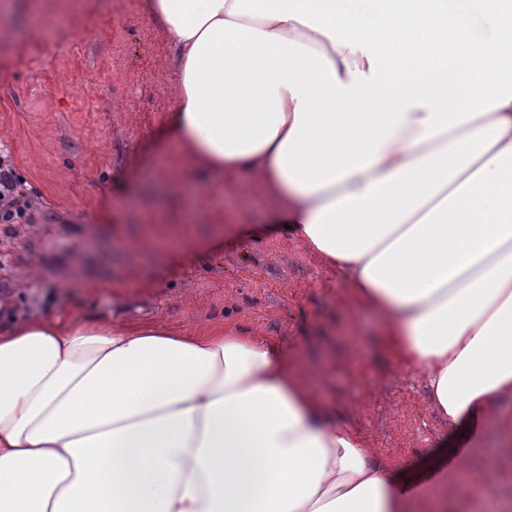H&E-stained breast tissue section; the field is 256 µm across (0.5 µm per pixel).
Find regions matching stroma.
I'll use <instances>...</instances> for the list:
<instances>
[{
    "label": "stroma",
    "mask_w": 512,
    "mask_h": 512,
    "mask_svg": "<svg viewBox=\"0 0 512 512\" xmlns=\"http://www.w3.org/2000/svg\"><path fill=\"white\" fill-rule=\"evenodd\" d=\"M175 72L146 0H0V166L24 206L0 222V327L33 315L217 326L287 349L337 422L391 468L435 467L448 512L512 502V447L450 441L422 375L388 355L382 325L301 242L265 234L244 174L191 166L167 129ZM495 462L490 488L457 475Z\"/></svg>",
    "instance_id": "35a3bbf8"
}]
</instances>
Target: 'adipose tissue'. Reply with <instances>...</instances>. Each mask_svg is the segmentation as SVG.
<instances>
[{"mask_svg": "<svg viewBox=\"0 0 512 512\" xmlns=\"http://www.w3.org/2000/svg\"><path fill=\"white\" fill-rule=\"evenodd\" d=\"M197 167L250 175L379 317L448 427L512 445V0H147ZM479 54L463 84L434 82ZM286 349L223 328L32 316L0 330V512H406Z\"/></svg>", "mask_w": 512, "mask_h": 512, "instance_id": "obj_1", "label": "adipose tissue"}]
</instances>
